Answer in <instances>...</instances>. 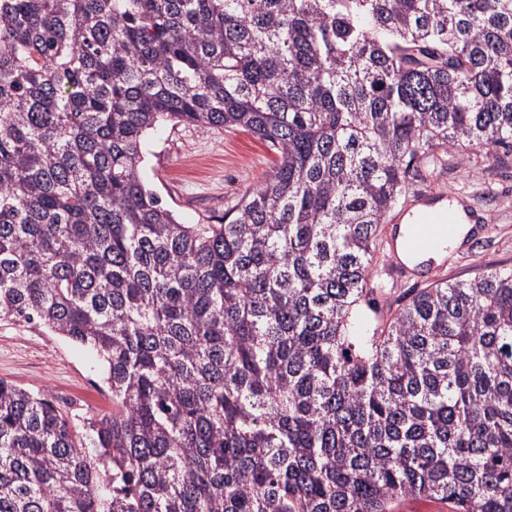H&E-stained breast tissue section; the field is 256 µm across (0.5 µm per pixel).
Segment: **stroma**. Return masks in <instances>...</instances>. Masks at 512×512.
Masks as SVG:
<instances>
[{
    "instance_id": "1",
    "label": "stroma",
    "mask_w": 512,
    "mask_h": 512,
    "mask_svg": "<svg viewBox=\"0 0 512 512\" xmlns=\"http://www.w3.org/2000/svg\"><path fill=\"white\" fill-rule=\"evenodd\" d=\"M272 158L267 145L241 131L167 124L147 137L146 186L182 223L193 224L223 216L246 190L263 183ZM413 192L439 199L451 192L469 196L487 218L483 241L449 251L432 280H466L512 266V156L491 164L477 148L462 155L449 151L446 165L424 171ZM390 262L388 246L380 245L370 284L384 313L417 286L413 279L389 278ZM0 379L47 395L78 424L112 407L104 364L90 347L10 317L0 319Z\"/></svg>"
}]
</instances>
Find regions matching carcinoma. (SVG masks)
<instances>
[{"instance_id":"obj_1","label":"carcinoma","mask_w":512,"mask_h":512,"mask_svg":"<svg viewBox=\"0 0 512 512\" xmlns=\"http://www.w3.org/2000/svg\"><path fill=\"white\" fill-rule=\"evenodd\" d=\"M165 122L269 178L180 222ZM469 145L512 155V0H0V318L112 402L79 430L0 380V512H512V268L355 333L387 213ZM450 510L448 503L423 496H408L398 502L394 512H451Z\"/></svg>"}]
</instances>
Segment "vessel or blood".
Here are the masks:
<instances>
[{"label": "vessel or blood", "mask_w": 512, "mask_h": 512, "mask_svg": "<svg viewBox=\"0 0 512 512\" xmlns=\"http://www.w3.org/2000/svg\"><path fill=\"white\" fill-rule=\"evenodd\" d=\"M401 213L410 217L413 231L407 235L402 251L391 254V274L395 277L408 273L428 276L427 254L438 251L442 242L455 239L462 225H469L471 234H478L484 221L480 212L457 195L449 196L446 207L439 209L429 200L416 198L405 202Z\"/></svg>", "instance_id": "b4317fda"}]
</instances>
